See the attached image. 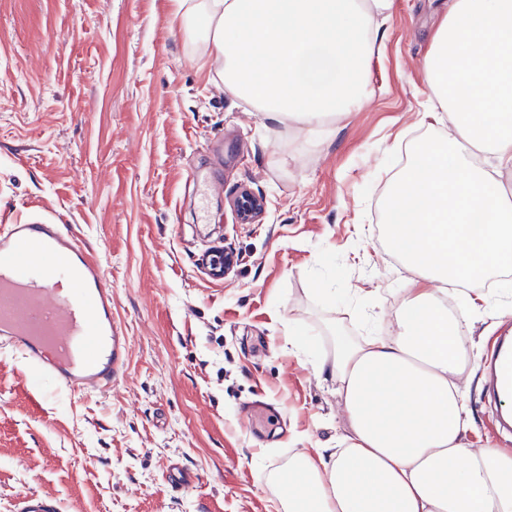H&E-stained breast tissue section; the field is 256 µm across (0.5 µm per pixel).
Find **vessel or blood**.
I'll return each instance as SVG.
<instances>
[{"instance_id": "b4317fda", "label": "vessel or blood", "mask_w": 512, "mask_h": 512, "mask_svg": "<svg viewBox=\"0 0 512 512\" xmlns=\"http://www.w3.org/2000/svg\"><path fill=\"white\" fill-rule=\"evenodd\" d=\"M0 342L20 355L27 374L89 395L111 392L128 358V338L112 315V292L98 260L68 225H0ZM169 484L197 487L186 466L167 468ZM13 512H62L38 492L14 499Z\"/></svg>"}]
</instances>
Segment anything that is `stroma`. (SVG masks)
<instances>
[{
  "instance_id": "1",
  "label": "stroma",
  "mask_w": 512,
  "mask_h": 512,
  "mask_svg": "<svg viewBox=\"0 0 512 512\" xmlns=\"http://www.w3.org/2000/svg\"><path fill=\"white\" fill-rule=\"evenodd\" d=\"M450 0H395L371 98L321 139L277 127L195 58L173 0H0V225H70L96 255L131 347L112 393L26 379L0 346V512L19 493L64 512H270L263 476L350 432L318 370L350 336L388 331L412 274L376 230L397 147L428 105L420 64ZM222 183L200 198L201 182ZM260 223H238L241 191ZM239 257L212 278L199 257ZM466 332L470 447L512 448L487 395L512 285L484 288ZM198 472L172 490L166 466Z\"/></svg>"
}]
</instances>
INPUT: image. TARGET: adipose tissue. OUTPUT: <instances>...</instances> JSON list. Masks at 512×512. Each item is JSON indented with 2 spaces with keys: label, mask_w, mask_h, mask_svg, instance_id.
Instances as JSON below:
<instances>
[{
  "label": "adipose tissue",
  "mask_w": 512,
  "mask_h": 512,
  "mask_svg": "<svg viewBox=\"0 0 512 512\" xmlns=\"http://www.w3.org/2000/svg\"><path fill=\"white\" fill-rule=\"evenodd\" d=\"M204 30L226 91L272 124L308 134L370 99L394 0H175ZM435 103L390 182L386 240L414 274L393 331L336 341L319 365L350 422L339 448L295 453L264 480L273 512H512V450L469 447L458 379L473 360L472 311L448 281L497 275L512 259V0H452L421 62Z\"/></svg>",
  "instance_id": "adipose-tissue-1"
}]
</instances>
